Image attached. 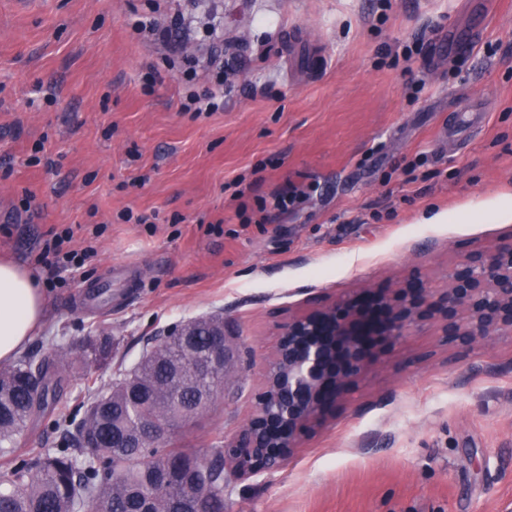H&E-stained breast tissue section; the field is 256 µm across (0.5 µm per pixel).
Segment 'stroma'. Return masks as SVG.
<instances>
[{
    "label": "stroma",
    "mask_w": 512,
    "mask_h": 512,
    "mask_svg": "<svg viewBox=\"0 0 512 512\" xmlns=\"http://www.w3.org/2000/svg\"><path fill=\"white\" fill-rule=\"evenodd\" d=\"M135 12L197 50L223 27V110L180 111L190 82L176 71L145 89L160 48L132 33ZM288 27L325 68L291 61ZM477 27L458 56L449 38ZM289 184L307 192L296 210L240 223V201ZM99 225L95 257L44 289L26 350L110 340L98 365L51 367L78 420L156 338L223 318L240 360L180 437L207 451L251 414L289 312L414 273L441 285L468 250L512 239V0H0V257L41 279L42 234L69 226L79 244ZM116 263L138 268L136 286L113 284L100 313L77 307ZM61 435L38 412L13 446ZM224 512H512V341L461 353L418 329L282 468L227 476Z\"/></svg>",
    "instance_id": "35a3bbf8"
}]
</instances>
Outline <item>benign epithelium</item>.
I'll return each instance as SVG.
<instances>
[{"instance_id":"obj_1","label":"benign epithelium","mask_w":512,"mask_h":512,"mask_svg":"<svg viewBox=\"0 0 512 512\" xmlns=\"http://www.w3.org/2000/svg\"><path fill=\"white\" fill-rule=\"evenodd\" d=\"M424 324L460 352L492 336L512 338V239L493 250H470L448 269L443 288L414 275L396 288L363 289L288 315L253 414L224 438V469L240 480L280 469L383 348ZM210 331L209 349L193 368L213 385L193 414L224 397L223 378L234 358L224 326Z\"/></svg>"}]
</instances>
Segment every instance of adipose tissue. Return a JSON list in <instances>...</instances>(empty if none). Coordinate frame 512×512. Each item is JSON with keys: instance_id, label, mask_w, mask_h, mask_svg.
Segmentation results:
<instances>
[{"instance_id": "adipose-tissue-1", "label": "adipose tissue", "mask_w": 512, "mask_h": 512, "mask_svg": "<svg viewBox=\"0 0 512 512\" xmlns=\"http://www.w3.org/2000/svg\"><path fill=\"white\" fill-rule=\"evenodd\" d=\"M44 296L26 268L0 260V362L13 359L44 319Z\"/></svg>"}]
</instances>
